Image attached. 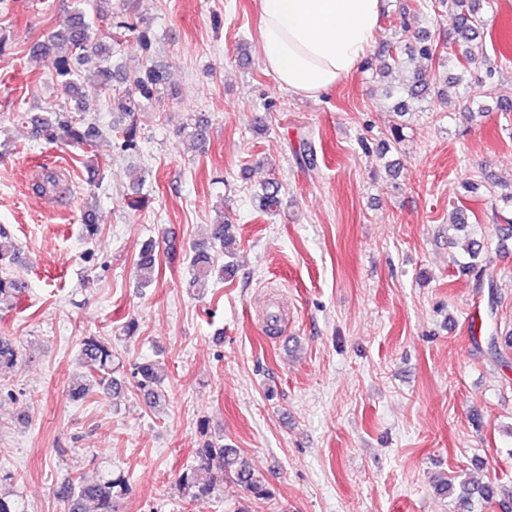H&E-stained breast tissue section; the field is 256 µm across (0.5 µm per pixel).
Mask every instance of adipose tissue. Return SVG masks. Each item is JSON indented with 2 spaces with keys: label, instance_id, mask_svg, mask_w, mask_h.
I'll return each instance as SVG.
<instances>
[{
  "label": "adipose tissue",
  "instance_id": "obj_1",
  "mask_svg": "<svg viewBox=\"0 0 512 512\" xmlns=\"http://www.w3.org/2000/svg\"><path fill=\"white\" fill-rule=\"evenodd\" d=\"M264 65L295 93L327 91L365 57L381 0H259Z\"/></svg>",
  "mask_w": 512,
  "mask_h": 512
}]
</instances>
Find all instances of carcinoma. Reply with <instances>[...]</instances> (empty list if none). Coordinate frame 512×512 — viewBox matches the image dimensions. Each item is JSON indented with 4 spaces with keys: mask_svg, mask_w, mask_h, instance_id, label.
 Wrapping results in <instances>:
<instances>
[{
    "mask_svg": "<svg viewBox=\"0 0 512 512\" xmlns=\"http://www.w3.org/2000/svg\"><path fill=\"white\" fill-rule=\"evenodd\" d=\"M478 0H439V6L458 11V26L453 44L446 47L448 61L457 67L468 70L469 66L485 65V76L492 79L497 72V65L485 55L483 44L477 42L480 31L484 29V20L479 12ZM118 26L137 33V40L145 53L152 49V39L148 29H140L137 24L120 21ZM415 49L417 55L432 61L440 54L437 44L426 37L418 39ZM111 47L100 42L92 34V25L86 19V13L79 7L70 11L66 28L36 47V52L51 61L56 77L59 78L63 90L68 91L77 99V109L86 110V94L80 66L93 60L98 61L97 76L99 89L107 90L112 83V73L103 65V58ZM166 80V73L154 66H148L144 73L133 81V87L112 94L113 106L128 116L144 110L154 96L158 86ZM404 94L410 101H422L429 97H440L443 91L429 79V76L418 71L411 80L405 83ZM35 140L48 143L66 139L72 143L89 145L101 135L96 125L78 118L71 112H26L22 117ZM208 132L207 121L198 118L183 127L184 137L194 145L200 146L206 141ZM116 133L122 138V147L134 150L138 144V130L131 122L118 129ZM33 193L39 196L62 194L60 179L48 174L32 186ZM280 189L277 183L269 182L258 193L260 205L266 210H273L281 203ZM81 233L85 240H93L101 231V225L95 222V214L88 210L82 218ZM230 224L220 219L213 224L212 246L219 247L224 257H232L234 245L229 235ZM12 261L6 259L0 251V305L7 303L22 292L24 285L21 280L9 273ZM155 248L148 244L136 262V276L142 288L150 287L155 278ZM233 263H218L207 249H199L192 256L189 265V286L206 290L211 283L224 279V273ZM22 357L17 343L6 336H0V376L14 370ZM115 354L112 340L106 336L88 334L79 342V361L86 369V378L78 381L71 389L74 399H82L95 386L106 380L112 381V394L121 393V384L112 380V365ZM165 374L163 368L154 361L138 363L133 371V388L144 403L151 407L161 405L165 400ZM235 481L243 486L250 495L249 502L244 503L237 512H256L253 504L272 498V492L266 482L244 462L240 461V451L230 448L223 442L206 439L195 451V464L186 467L176 480L179 499L184 504L217 497L222 491L224 481ZM462 493L458 499L463 512L472 508L474 500L493 503L498 497V488L491 483L461 484ZM125 477L107 472L93 483H86L81 477L67 476L57 483L55 495L69 505V512H86L87 505H92L93 512H115V500L126 492ZM0 512H25V506L17 495L0 491Z\"/></svg>",
    "mask_w": 512,
    "mask_h": 512,
    "instance_id": "1",
    "label": "carcinoma"
}]
</instances>
